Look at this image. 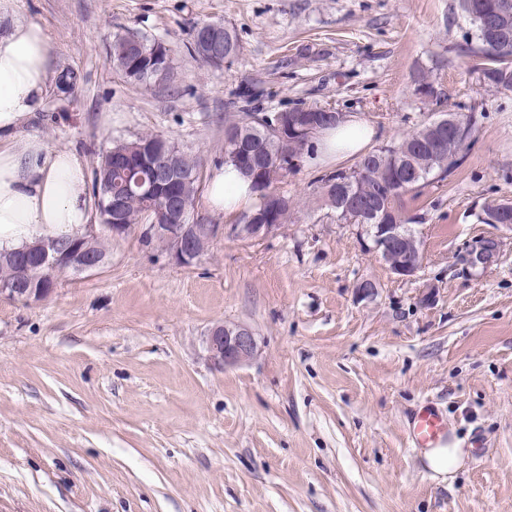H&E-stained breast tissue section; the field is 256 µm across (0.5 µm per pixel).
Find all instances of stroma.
I'll return each instance as SVG.
<instances>
[{"label": "stroma", "mask_w": 512, "mask_h": 512, "mask_svg": "<svg viewBox=\"0 0 512 512\" xmlns=\"http://www.w3.org/2000/svg\"><path fill=\"white\" fill-rule=\"evenodd\" d=\"M10 17L42 27L53 72L81 77L50 84L26 131L91 167L152 132L210 177L244 85L262 113L361 116L378 147L448 110L477 122L461 164L405 200L414 278L337 221L319 182L337 166L308 158L278 185L292 209L277 235L224 237L184 267L132 234L45 300L0 301V512H512V229L479 220L512 200V91L465 64L457 0H14ZM207 20L238 39L219 68L190 49ZM127 31L169 48L167 80L113 65ZM421 73L434 100L414 92ZM486 237L497 260L466 265ZM222 322L255 333L251 361L211 364ZM425 403L469 444L443 479L409 439Z\"/></svg>", "instance_id": "1"}]
</instances>
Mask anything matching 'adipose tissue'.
Returning <instances> with one entry per match:
<instances>
[{
  "mask_svg": "<svg viewBox=\"0 0 512 512\" xmlns=\"http://www.w3.org/2000/svg\"><path fill=\"white\" fill-rule=\"evenodd\" d=\"M50 48L41 26L14 21L0 31V249L15 250L42 234L73 235L92 218L88 170L72 151L50 149L23 125L40 106L49 81ZM376 129L352 115L323 130L319 160L340 162L365 154ZM259 196L233 166L207 184L205 203L231 217Z\"/></svg>",
  "mask_w": 512,
  "mask_h": 512,
  "instance_id": "obj_1",
  "label": "adipose tissue"
}]
</instances>
